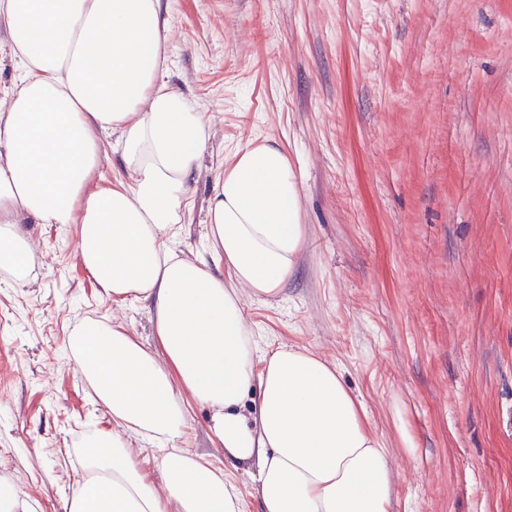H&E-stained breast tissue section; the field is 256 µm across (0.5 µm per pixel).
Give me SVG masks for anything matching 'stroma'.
Here are the masks:
<instances>
[{"label": "stroma", "instance_id": "35a3bbf8", "mask_svg": "<svg viewBox=\"0 0 512 512\" xmlns=\"http://www.w3.org/2000/svg\"><path fill=\"white\" fill-rule=\"evenodd\" d=\"M165 80L213 137L171 246L203 251L224 160L288 150L308 228L262 347L336 362L399 474L392 512H512V0H164ZM32 282L0 288V484L61 512L112 419L65 349L86 318L151 339L84 270L72 224H32ZM207 409L179 445L241 489ZM415 458H408L406 444Z\"/></svg>", "mask_w": 512, "mask_h": 512}]
</instances>
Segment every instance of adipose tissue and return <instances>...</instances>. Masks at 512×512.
Segmentation results:
<instances>
[{"instance_id": "adipose-tissue-1", "label": "adipose tissue", "mask_w": 512, "mask_h": 512, "mask_svg": "<svg viewBox=\"0 0 512 512\" xmlns=\"http://www.w3.org/2000/svg\"><path fill=\"white\" fill-rule=\"evenodd\" d=\"M162 0H0L18 71L0 90V272L31 281V224H72L80 258L113 300L145 304L154 339L86 320L68 349L112 415L88 442L63 512H244L221 468L178 448L188 403L207 408L224 455L245 466L262 512H391L397 472L339 366L306 347L262 349L250 301L278 297L307 240L285 147L249 141L206 211L207 258L168 245L212 137L165 82ZM120 181L100 184L102 133ZM259 402L246 411L251 388ZM157 448L152 471L137 441Z\"/></svg>"}]
</instances>
